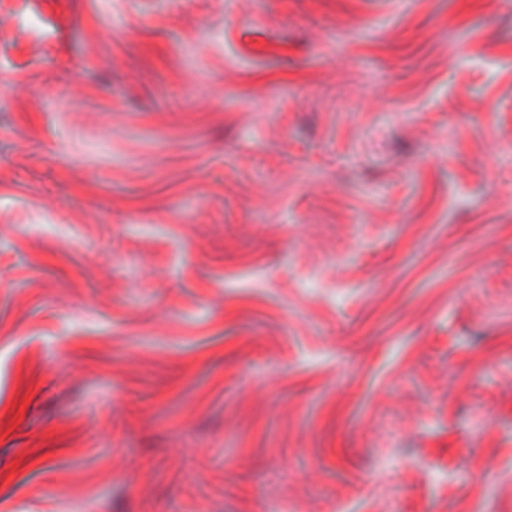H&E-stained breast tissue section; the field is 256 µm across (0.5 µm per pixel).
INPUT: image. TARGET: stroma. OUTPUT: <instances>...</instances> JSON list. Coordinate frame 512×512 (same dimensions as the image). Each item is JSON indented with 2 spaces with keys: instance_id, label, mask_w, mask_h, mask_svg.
Returning <instances> with one entry per match:
<instances>
[{
  "instance_id": "stroma-1",
  "label": "stroma",
  "mask_w": 512,
  "mask_h": 512,
  "mask_svg": "<svg viewBox=\"0 0 512 512\" xmlns=\"http://www.w3.org/2000/svg\"><path fill=\"white\" fill-rule=\"evenodd\" d=\"M0 512H512V0H0Z\"/></svg>"
}]
</instances>
